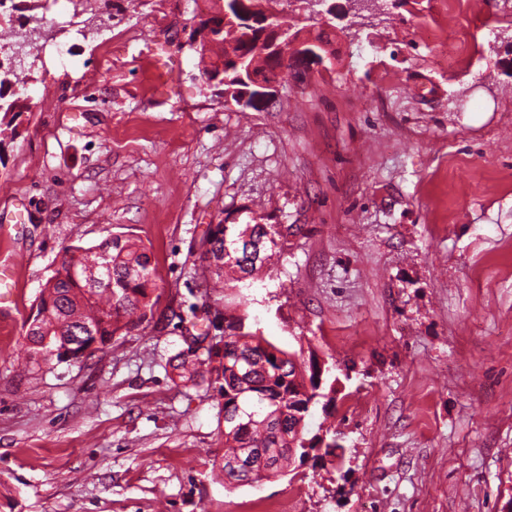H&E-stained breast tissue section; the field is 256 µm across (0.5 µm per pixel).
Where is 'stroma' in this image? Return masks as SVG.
<instances>
[{"label": "stroma", "instance_id": "stroma-1", "mask_svg": "<svg viewBox=\"0 0 512 512\" xmlns=\"http://www.w3.org/2000/svg\"><path fill=\"white\" fill-rule=\"evenodd\" d=\"M405 0L345 16L328 70L225 103L190 46L219 0H27L48 32L0 143L16 310L0 312V512H512V8ZM465 47L454 64L455 38ZM263 216L288 250L228 288L245 327L337 378L310 434L342 470L224 482L216 400L174 380L208 225ZM146 245L154 317L77 363L23 371V324L74 241Z\"/></svg>", "mask_w": 512, "mask_h": 512}]
</instances>
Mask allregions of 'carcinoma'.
Here are the masks:
<instances>
[{
  "label": "carcinoma",
  "instance_id": "obj_1",
  "mask_svg": "<svg viewBox=\"0 0 512 512\" xmlns=\"http://www.w3.org/2000/svg\"><path fill=\"white\" fill-rule=\"evenodd\" d=\"M210 22L215 38L210 44L200 42L195 50L203 59L214 43L221 46V53L205 72L237 58L264 78L288 76L279 56L257 47V30L223 23L219 10ZM15 78L17 74L0 61V136L10 139L20 135L16 119L29 110L10 92ZM287 236L281 225L259 224L255 217L250 224L208 225L197 269L214 298L207 305L201 336H210L214 329L219 339L199 349L181 350L168 364L180 381L203 386L222 400L224 458L258 457L270 448L292 446L295 455L283 453L278 470L304 463L312 452L323 466L334 469L344 463V454L336 453V440L309 439L302 427L319 399L335 400V386L324 391L325 368L314 358L305 361L278 347L258 330L244 331L246 317L224 307L221 294L224 288L238 287L241 273L256 279L282 250ZM257 242L262 251L255 261L251 256ZM159 281L147 248L120 235L98 245L68 246L36 298L35 314L24 324L33 368L49 370L81 361L150 321ZM219 320L224 325L217 324Z\"/></svg>",
  "mask_w": 512,
  "mask_h": 512
}]
</instances>
